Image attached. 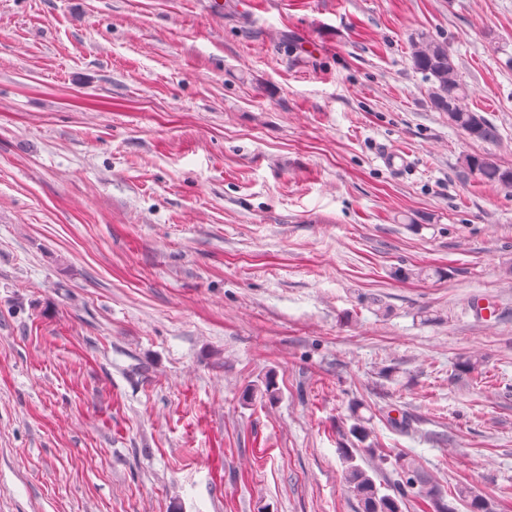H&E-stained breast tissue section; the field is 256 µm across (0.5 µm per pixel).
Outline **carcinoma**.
Masks as SVG:
<instances>
[{
    "instance_id": "cac0c4a2",
    "label": "carcinoma",
    "mask_w": 512,
    "mask_h": 512,
    "mask_svg": "<svg viewBox=\"0 0 512 512\" xmlns=\"http://www.w3.org/2000/svg\"><path fill=\"white\" fill-rule=\"evenodd\" d=\"M409 45L413 68L435 88L433 104L436 110L449 113L448 123L470 140L497 141V127L468 105L469 89L459 78L447 43L421 30L411 35ZM463 164L468 173L484 184L512 193V169L503 167L491 156L470 155L465 157ZM376 452L375 448L343 449L347 462L346 479L363 512H401L399 501L409 496L427 502L430 512H460L462 508L465 512H491L488 502L468 488L459 489L453 499H448V492L434 483L415 459L405 455L396 459L397 479L392 482V493L382 492L374 478L354 464L356 456Z\"/></svg>"
}]
</instances>
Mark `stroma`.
I'll return each instance as SVG.
<instances>
[{"mask_svg": "<svg viewBox=\"0 0 512 512\" xmlns=\"http://www.w3.org/2000/svg\"><path fill=\"white\" fill-rule=\"evenodd\" d=\"M219 2L0 0V512H362L356 422L512 512V0ZM409 45L413 68L436 90L433 97L436 110L450 112L448 123L470 140L496 142L499 138L497 127L467 103L469 89L459 78L447 43L421 30L411 35ZM468 173L493 188L512 193V169L505 168L489 155H470L463 161Z\"/></svg>", "mask_w": 512, "mask_h": 512, "instance_id": "obj_1", "label": "stroma"}]
</instances>
